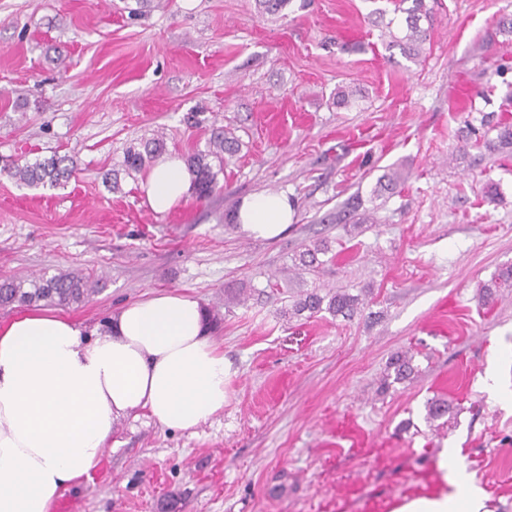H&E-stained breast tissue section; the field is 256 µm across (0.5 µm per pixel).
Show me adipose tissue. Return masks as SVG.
I'll return each instance as SVG.
<instances>
[{"mask_svg":"<svg viewBox=\"0 0 512 512\" xmlns=\"http://www.w3.org/2000/svg\"><path fill=\"white\" fill-rule=\"evenodd\" d=\"M145 205L165 214L187 201L194 175L162 155L141 184ZM287 195L241 199L235 222L273 240L292 224ZM233 375L211 336L205 308L179 292L125 304L106 332L46 309L0 323V512H53L61 492L103 455L115 423L143 411L161 427L191 431L224 410ZM451 492L405 500L393 512H489L488 496L456 464Z\"/></svg>","mask_w":512,"mask_h":512,"instance_id":"ef3b65f1","label":"adipose tissue"}]
</instances>
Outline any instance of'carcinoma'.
<instances>
[{
    "label": "carcinoma",
    "instance_id": "cac0c4a2",
    "mask_svg": "<svg viewBox=\"0 0 512 512\" xmlns=\"http://www.w3.org/2000/svg\"><path fill=\"white\" fill-rule=\"evenodd\" d=\"M392 13L402 15L401 25L394 26L395 19H386L387 10L376 8L371 11L375 16V26L380 28V38L386 42L387 49L397 48L408 60L417 61L424 50L427 30L420 22L430 19L431 9L427 8L426 0H389ZM497 135L486 142L491 153L512 150V124L500 122L496 126ZM163 148V140L155 138L142 144V148H129L125 154V165L131 172H139L149 164ZM239 140L230 128L214 133L206 152H198L188 156L187 164L196 175V194L199 198L211 195L216 186L217 173L213 171L211 160L219 162V169H224V155L238 151ZM76 165L68 156L53 155L33 163L20 164L11 161L0 168L11 178L30 187L50 185L57 187L66 183L75 173ZM328 253L325 245H315L298 255L295 267L302 271H313L324 262L319 255ZM512 285V266L505 267L494 278L483 285L479 293V301L488 304L493 300L496 289ZM98 291V284L89 280L81 273L67 272L47 277L42 275L33 279L5 277L0 279V307L6 308L14 304H32L47 302L56 306L68 307L87 301ZM322 311L334 317L353 318L360 311V298L347 290L329 291L322 295L313 289L298 295L288 309V313L300 316L309 313L314 316ZM389 368L393 370L394 381L399 382L415 372L413 357L397 354L391 358ZM427 419L437 420L448 415V400L432 398L426 403Z\"/></svg>",
    "mask_w": 512,
    "mask_h": 512
}]
</instances>
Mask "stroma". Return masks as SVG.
<instances>
[{
	"label": "stroma",
	"instance_id": "stroma-1",
	"mask_svg": "<svg viewBox=\"0 0 512 512\" xmlns=\"http://www.w3.org/2000/svg\"><path fill=\"white\" fill-rule=\"evenodd\" d=\"M370 9L0 0V165L59 153L78 168L54 188L0 172V278L81 271L100 290L65 312L95 333L123 304L189 294L235 370L196 432L118 420L55 512H391L445 489V458L512 512V288L478 300L512 265V157L484 148L512 119V37L495 31L512 0H435L417 63L386 48ZM340 85L351 106L336 107ZM224 126L241 146L216 192L152 213L127 149L160 134L203 152ZM393 170L405 183L376 195ZM263 191L295 207L276 241L229 219ZM319 241L334 261L295 274ZM338 286L364 301L353 319L287 316L293 295ZM241 287L249 299L225 306ZM400 353L417 372L396 383ZM437 396L450 410L427 420ZM512 285V266L502 268L489 283L481 285L479 301L482 304H489L495 295L496 288Z\"/></svg>",
	"mask_w": 512,
	"mask_h": 512
}]
</instances>
